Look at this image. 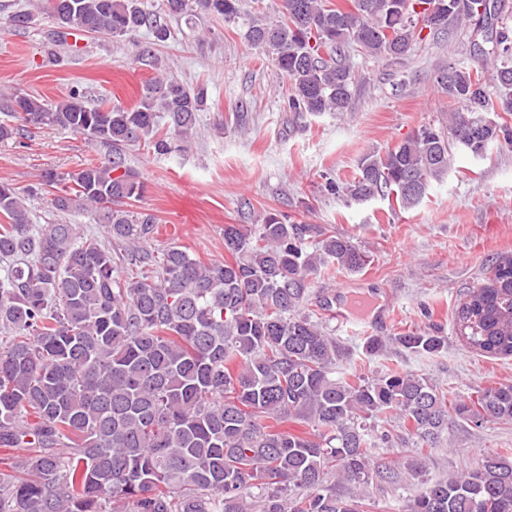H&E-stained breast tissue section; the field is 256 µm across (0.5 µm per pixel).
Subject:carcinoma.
Listing matches in <instances>:
<instances>
[{
  "label": "carcinoma",
  "instance_id": "carcinoma-1",
  "mask_svg": "<svg viewBox=\"0 0 512 512\" xmlns=\"http://www.w3.org/2000/svg\"><path fill=\"white\" fill-rule=\"evenodd\" d=\"M281 0L280 20L248 22L290 83L300 116L349 109L358 73L350 50L391 63L423 31L455 25L481 36L486 73L450 63L437 90L461 109L383 152L364 155L345 192L395 196L410 209L448 172L456 145L474 157L512 146V18L499 0ZM226 22L240 0H166ZM57 30L127 38L134 61L155 67L154 43L170 31L142 0H46ZM206 94L177 79L144 85L132 107L90 106L81 86L56 103L16 90L0 142L26 128L59 126L100 144L103 160L49 171L20 194L0 183V448H23L0 468V512H364L370 485L396 482L371 465L368 421L397 419L418 451L438 447L460 423H512V383L465 399L411 371L372 379L336 376L342 346L302 312L315 279L368 263L351 237L268 213L256 232L224 225L229 258L204 262L178 245L155 250L158 218L133 210L145 190L125 149L164 156L187 147ZM51 195L61 212L91 210L106 246L74 224L31 223L25 197ZM464 344L512 357V254L492 262L454 314ZM430 332L368 336L364 349L433 355ZM310 427L306 435L284 428ZM346 484L348 495L337 491ZM407 512H512V456L484 453L466 470L430 481Z\"/></svg>",
  "mask_w": 512,
  "mask_h": 512
}]
</instances>
